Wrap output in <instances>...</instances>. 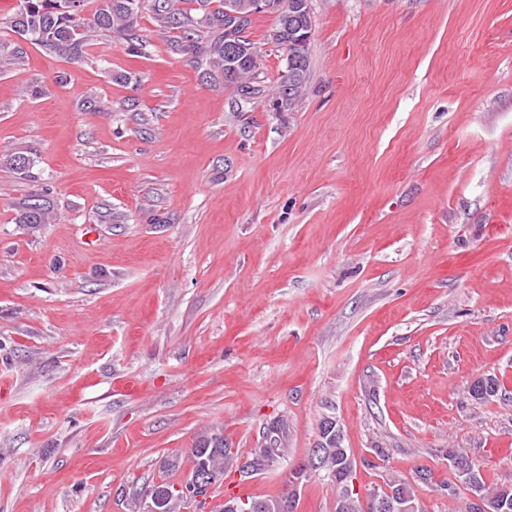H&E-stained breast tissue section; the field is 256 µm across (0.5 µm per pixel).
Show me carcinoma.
Here are the masks:
<instances>
[{
	"mask_svg": "<svg viewBox=\"0 0 512 512\" xmlns=\"http://www.w3.org/2000/svg\"><path fill=\"white\" fill-rule=\"evenodd\" d=\"M236 5V10L245 15L246 25H251L254 0H191L199 17L193 18L174 9V0H96L97 6L93 18L85 17L88 0H20L23 10L15 14L12 26L15 32L30 44L41 48L47 54L68 60L83 57L90 46L92 33H117L129 41H134L132 28L134 19L142 10L149 11L163 29L183 30L186 39L184 49L194 51L198 45L205 44L208 56V68L203 70L201 78H212L213 72L224 69L225 30L228 27L227 2ZM248 50L239 53V64L235 72L224 77V83L233 85L240 98L249 102L264 93L258 82L260 69L263 68V51L257 42L246 38ZM307 78V68L300 69L294 75L286 70L283 80L293 84L292 98L281 103L280 108L289 109L298 96ZM0 160L19 175L29 176L34 161L22 151L8 153ZM17 223L29 233L40 231L42 225L49 223L51 202L45 196H32L16 203ZM500 383L492 375L474 382L469 394L471 397L486 400L498 394ZM284 436L283 425L271 431L269 444L262 448H252L247 458L255 467H264L271 448H280ZM319 448L328 449L322 473L341 489L336 499L335 512H364L360 500L352 497L348 483L356 473V461L349 449L341 447L340 436L336 430L328 428V422L321 425ZM230 445L224 440V431L211 430L200 434L190 448V459L194 467L202 465L217 475L215 484L224 482V474L231 470L225 451ZM448 461L454 471L456 481L468 492L474 493L491 505L512 504V483L489 487L480 467L467 455L450 450ZM381 497L394 493L401 504L411 506L413 512H425L415 498L412 486L404 481L389 480L385 486L374 489Z\"/></svg>",
	"mask_w": 512,
	"mask_h": 512,
	"instance_id": "carcinoma-1",
	"label": "carcinoma"
}]
</instances>
